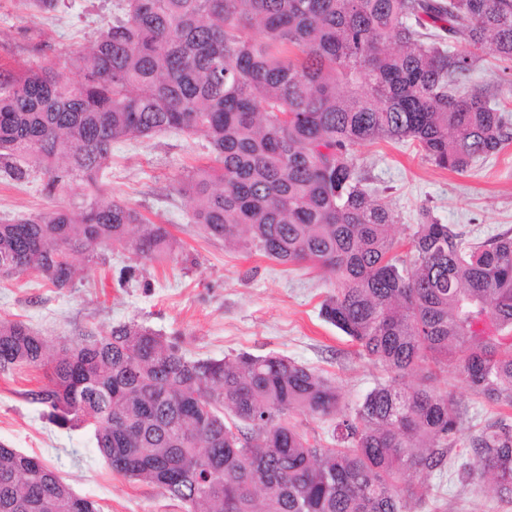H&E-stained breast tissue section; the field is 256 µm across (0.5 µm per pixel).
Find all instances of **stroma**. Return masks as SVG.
I'll return each mask as SVG.
<instances>
[{
  "instance_id": "1",
  "label": "stroma",
  "mask_w": 512,
  "mask_h": 512,
  "mask_svg": "<svg viewBox=\"0 0 512 512\" xmlns=\"http://www.w3.org/2000/svg\"><path fill=\"white\" fill-rule=\"evenodd\" d=\"M112 3L59 0L57 10L45 14L27 8L24 0H0V57L64 63L89 49L102 20L111 17ZM204 158L202 138L184 133L114 145L108 194L168 225L177 251L162 264L135 261L122 247L101 248L92 261L74 255L81 274L65 293L35 272L0 277V319L26 322L52 350L134 321L175 339L194 359L276 352L321 370L346 400H356L381 372L320 317L331 274L207 240L175 191L186 170ZM356 158L394 210L392 233L399 242H406L424 207L441 223L475 235L512 229V145L464 175L435 167L404 144H366ZM79 200L70 190L48 198L37 173L24 181L0 176V221ZM128 265L135 276L119 284V272ZM43 383L36 368L0 372V445L57 469L101 512H184L156 486L112 473L87 430L51 423L32 398ZM448 394L461 414L463 433L497 412L456 377L448 379ZM438 506V512H512L487 492L482 479L468 485L444 482Z\"/></svg>"
}]
</instances>
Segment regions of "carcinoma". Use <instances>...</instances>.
Returning a JSON list of instances; mask_svg holds the SVG:
<instances>
[{
  "label": "carcinoma",
  "instance_id": "carcinoma-1",
  "mask_svg": "<svg viewBox=\"0 0 512 512\" xmlns=\"http://www.w3.org/2000/svg\"><path fill=\"white\" fill-rule=\"evenodd\" d=\"M512 63V0H115L93 47L70 59L0 61V172L34 159L53 206L0 224V276L40 273L63 292L75 254L130 248L162 263L164 224L105 196L112 146L178 131L210 162L177 193L207 238L334 275L320 316L387 379L352 404L314 368L241 352L189 358L135 322L50 353L0 320V371L42 368L34 393L62 426L91 432L112 472L160 488L185 512H412L434 476L489 477L512 502V417L463 436L453 371L512 407V229L470 238L427 208L399 249L393 210L355 157L415 145L458 174L512 144V81L470 85L485 56ZM329 422L327 437L293 422ZM465 450L460 451L458 447ZM60 473L0 445V512H82Z\"/></svg>",
  "mask_w": 512,
  "mask_h": 512
}]
</instances>
